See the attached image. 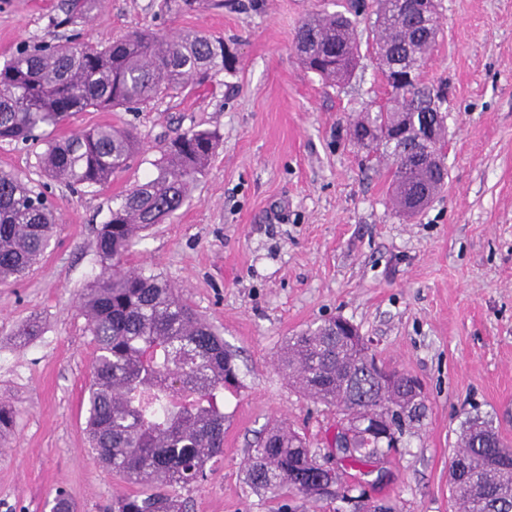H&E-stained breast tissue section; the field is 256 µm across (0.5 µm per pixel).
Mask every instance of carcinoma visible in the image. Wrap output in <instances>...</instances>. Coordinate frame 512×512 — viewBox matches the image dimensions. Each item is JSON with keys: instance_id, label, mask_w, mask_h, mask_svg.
Here are the masks:
<instances>
[{"instance_id": "1", "label": "carcinoma", "mask_w": 512, "mask_h": 512, "mask_svg": "<svg viewBox=\"0 0 512 512\" xmlns=\"http://www.w3.org/2000/svg\"><path fill=\"white\" fill-rule=\"evenodd\" d=\"M101 0H69L54 28L86 22ZM419 0H395L376 11L375 44L386 49L391 70L414 67L428 50ZM296 48L308 69L334 83L356 65L357 45L350 20L316 15L298 30ZM225 67L224 42L199 31L167 38L147 26L116 41L25 44L0 65V141L38 147L46 176L76 191L101 186L128 167L141 147L132 128L98 125L71 137L50 139L72 113L121 108L136 111L163 97H177L200 86ZM427 88H397L376 112L354 122L376 133L374 148L391 158L393 201L403 212L414 187L434 194L444 185L437 159L410 145L400 153L388 147L403 127L434 124ZM217 146L210 129L189 130L167 143L155 173L128 189L109 209L97 231L103 268L80 299L86 331L96 348L87 398L91 448L113 473L138 488L112 499L111 512H182L181 491L207 479V465L224 455V437L204 432L203 422L224 425L218 399L239 382L234 355L221 332L201 319L192 305L162 277L123 267L129 249L155 224L172 217L205 174ZM55 211L43 193L21 177L0 170V283L18 281L43 256L53 238ZM366 347L336 333L333 321L288 338L279 368L299 390L336 409L354 427L356 454L363 466L389 454L375 435L359 428L365 418L383 428L392 408L408 411L407 429L420 421L424 397L401 383L382 385L367 372ZM449 484L459 512H512V445L492 420L462 424ZM342 478L320 471L299 433L273 429L248 460L249 486L278 495L314 497L315 481Z\"/></svg>"}]
</instances>
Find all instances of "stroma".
<instances>
[{
  "label": "stroma",
  "mask_w": 512,
  "mask_h": 512,
  "mask_svg": "<svg viewBox=\"0 0 512 512\" xmlns=\"http://www.w3.org/2000/svg\"><path fill=\"white\" fill-rule=\"evenodd\" d=\"M64 2L0 0V62L22 42L64 39L48 25ZM375 10L374 0H224L191 11L176 0H104L83 26L93 41L147 25L197 30L222 40L232 64L139 112L72 115L58 135L106 122L135 128L142 141L124 171L85 192L48 182L35 149L0 142V169L46 189L57 216L39 262L22 281L0 284V403L18 413L0 439V512H49L59 489L76 512H106L134 491L102 474L89 448L96 351L79 299L101 271L96 229L113 199L151 176L165 143L191 129L218 134L207 171L127 255L187 298L236 356L241 386L224 393V458L182 491L185 512H359L363 495L399 512H454L448 469L466 418H492L512 442V0H436L439 34L419 81L445 91L448 176L413 217L391 209L389 160L348 134L354 117L387 98ZM317 13L354 24L360 57L337 84L296 51L299 26ZM338 316L380 364L424 383L425 419L397 454L348 469L355 500L250 489L248 454L273 426L330 452L335 413L292 387L278 356L289 336ZM32 319L40 334L17 345L14 332Z\"/></svg>",
  "instance_id": "stroma-1"
}]
</instances>
